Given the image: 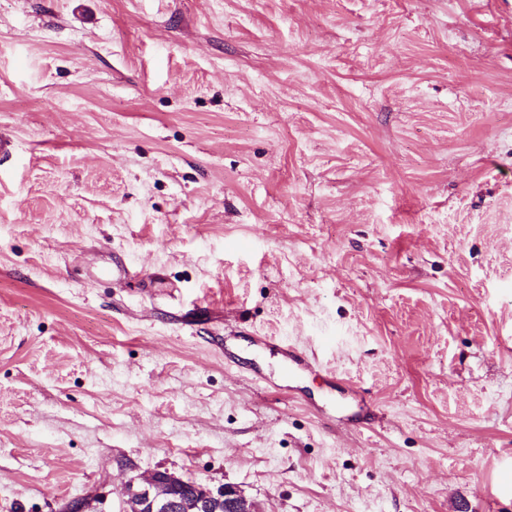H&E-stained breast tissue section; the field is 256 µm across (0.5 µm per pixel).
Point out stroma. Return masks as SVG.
<instances>
[{"label": "stroma", "mask_w": 512, "mask_h": 512, "mask_svg": "<svg viewBox=\"0 0 512 512\" xmlns=\"http://www.w3.org/2000/svg\"><path fill=\"white\" fill-rule=\"evenodd\" d=\"M1 135L0 512H512V0H0ZM181 497L178 491L185 485ZM120 512H265L260 503L235 484L218 486L189 482L167 468L130 475L121 491Z\"/></svg>", "instance_id": "obj_1"}]
</instances>
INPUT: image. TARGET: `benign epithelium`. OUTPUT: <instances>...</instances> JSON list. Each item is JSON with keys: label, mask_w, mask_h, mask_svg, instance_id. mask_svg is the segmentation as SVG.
Segmentation results:
<instances>
[{"label": "benign epithelium", "mask_w": 512, "mask_h": 512, "mask_svg": "<svg viewBox=\"0 0 512 512\" xmlns=\"http://www.w3.org/2000/svg\"><path fill=\"white\" fill-rule=\"evenodd\" d=\"M187 483V478L167 468L131 475L123 483L120 512H264L258 501L235 484L195 482L192 494L179 496Z\"/></svg>", "instance_id": "benign-epithelium-1"}]
</instances>
